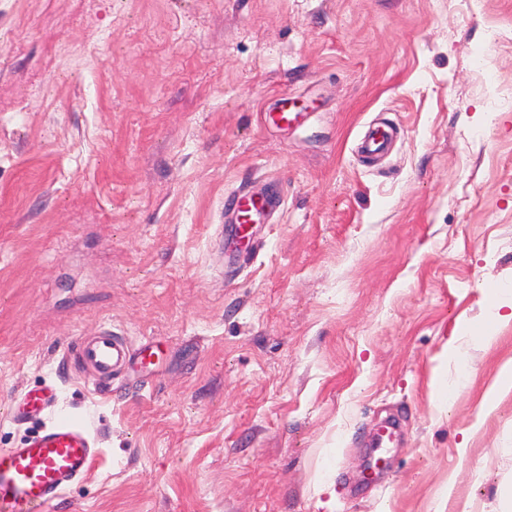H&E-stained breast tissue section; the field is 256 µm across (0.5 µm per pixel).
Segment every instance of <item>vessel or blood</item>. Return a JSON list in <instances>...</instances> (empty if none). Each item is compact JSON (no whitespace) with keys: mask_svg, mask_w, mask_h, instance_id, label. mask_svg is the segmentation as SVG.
I'll return each instance as SVG.
<instances>
[{"mask_svg":"<svg viewBox=\"0 0 512 512\" xmlns=\"http://www.w3.org/2000/svg\"><path fill=\"white\" fill-rule=\"evenodd\" d=\"M303 117L295 102L283 100L277 111L269 113L268 121L278 128H287ZM390 142L386 129L375 127L365 134L360 148L368 155L384 153ZM224 204L229 209L233 238L246 237L245 229L254 224L268 207L263 196L248 188L230 193ZM78 355L85 372L101 384L137 364L152 363L150 348L131 349L123 337L103 331L82 339ZM56 403L53 386L21 395L11 408L13 416H40L51 412ZM99 453L97 439L83 424L55 420L49 427L29 437L20 448H0V512H43L44 508L63 498L66 490L86 476Z\"/></svg>","mask_w":512,"mask_h":512,"instance_id":"vessel-or-blood-1","label":"vessel or blood"}]
</instances>
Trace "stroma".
Returning <instances> with one entry per match:
<instances>
[{
	"instance_id": "obj_1",
	"label": "stroma",
	"mask_w": 512,
	"mask_h": 512,
	"mask_svg": "<svg viewBox=\"0 0 512 512\" xmlns=\"http://www.w3.org/2000/svg\"><path fill=\"white\" fill-rule=\"evenodd\" d=\"M511 21L0 0V448L55 416L100 448L44 512H512V389L480 408L512 358ZM283 98L301 125L266 124ZM243 185L278 207L221 242ZM105 329L157 354L108 391L69 351ZM47 384L52 416L9 414ZM389 142V131L384 128L374 127L365 134L360 148L367 155H379L387 150Z\"/></svg>"
}]
</instances>
